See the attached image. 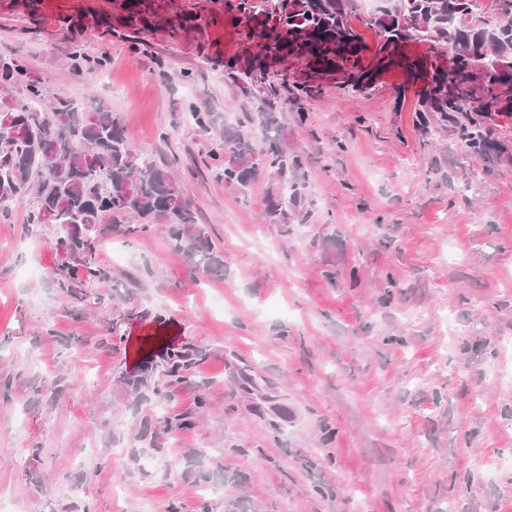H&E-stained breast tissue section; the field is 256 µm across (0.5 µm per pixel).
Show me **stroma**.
I'll use <instances>...</instances> for the list:
<instances>
[{
  "mask_svg": "<svg viewBox=\"0 0 512 512\" xmlns=\"http://www.w3.org/2000/svg\"><path fill=\"white\" fill-rule=\"evenodd\" d=\"M111 7L41 0L35 29L25 0H0V57L111 110L134 149L171 164L224 272L203 276L158 231L108 224L97 256L111 278L78 302L56 284L59 229H26L19 206L0 214V493L13 512H196L205 498L214 512L228 499L243 512H512V162L417 125L401 69L368 95L330 86L281 129L308 196L280 235L264 221L266 176L244 190L212 158L228 128L263 146L257 93L224 70L235 30L209 27L206 62L161 32L134 51L102 35ZM76 13L102 76L74 70L55 26ZM187 341L208 353L192 383L164 408L133 399L124 376ZM243 370L272 403L240 389ZM187 410L194 425L161 437L169 455L134 435L144 415Z\"/></svg>",
  "mask_w": 512,
  "mask_h": 512,
  "instance_id": "35a3bbf8",
  "label": "stroma"
}]
</instances>
